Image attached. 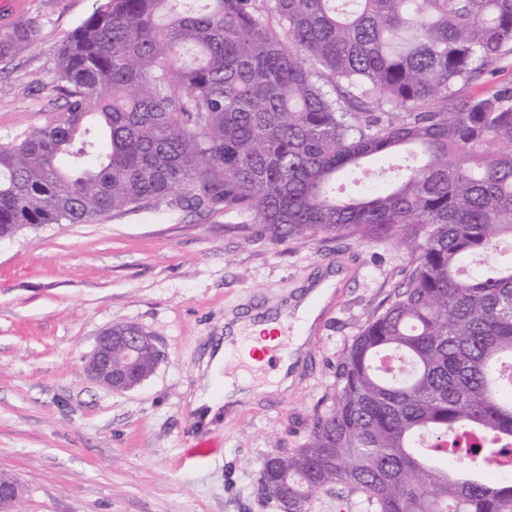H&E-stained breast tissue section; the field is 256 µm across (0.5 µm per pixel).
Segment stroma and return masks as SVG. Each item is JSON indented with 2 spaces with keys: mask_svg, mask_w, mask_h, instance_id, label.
I'll list each match as a JSON object with an SVG mask.
<instances>
[{
  "mask_svg": "<svg viewBox=\"0 0 512 512\" xmlns=\"http://www.w3.org/2000/svg\"><path fill=\"white\" fill-rule=\"evenodd\" d=\"M17 2L0 6V26L35 18L40 28L0 72V141L43 126L60 106L53 51L97 4ZM241 223L162 202L0 240V472L26 487L19 512H282L259 490L264 458L306 443L314 414L333 405L340 360L405 282L412 256L393 239H249ZM336 268L344 277L288 392L212 421L213 454L182 463L197 431L187 400L208 381L221 323L278 309ZM117 323L156 336L164 354L125 393L83 372L98 333ZM308 512L370 510L336 484Z\"/></svg>",
  "mask_w": 512,
  "mask_h": 512,
  "instance_id": "obj_1",
  "label": "stroma"
}]
</instances>
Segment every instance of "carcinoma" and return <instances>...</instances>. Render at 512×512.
Here are the masks:
<instances>
[{"mask_svg":"<svg viewBox=\"0 0 512 512\" xmlns=\"http://www.w3.org/2000/svg\"><path fill=\"white\" fill-rule=\"evenodd\" d=\"M188 2L97 0L59 44L63 105L0 143V239L167 202L272 242L402 241L407 282L261 494L512 512V83L463 95L512 53V0ZM39 28H0V63Z\"/></svg>","mask_w":512,"mask_h":512,"instance_id":"obj_1","label":"carcinoma"}]
</instances>
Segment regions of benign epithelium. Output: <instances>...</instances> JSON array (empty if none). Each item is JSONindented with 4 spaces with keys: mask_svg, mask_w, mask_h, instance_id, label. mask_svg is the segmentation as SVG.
Listing matches in <instances>:
<instances>
[{
    "mask_svg": "<svg viewBox=\"0 0 512 512\" xmlns=\"http://www.w3.org/2000/svg\"><path fill=\"white\" fill-rule=\"evenodd\" d=\"M155 345L152 336H114L112 328L104 329L97 336L93 350L85 361L84 372L97 384L115 392L130 391L148 378L143 375L134 382L125 379L126 367L134 364L140 352ZM119 346L127 353V361L123 367L112 366V348ZM24 493V484L16 477L3 475L0 477V512H18L17 503Z\"/></svg>",
    "mask_w": 512,
    "mask_h": 512,
    "instance_id": "benign-epithelium-1",
    "label": "benign epithelium"
}]
</instances>
